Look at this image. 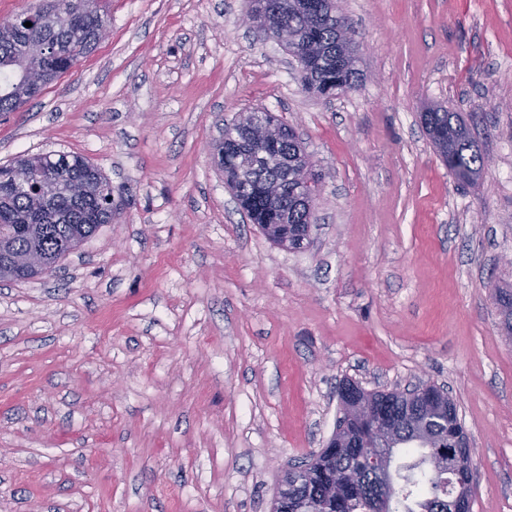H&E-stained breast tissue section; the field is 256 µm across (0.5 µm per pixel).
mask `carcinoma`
<instances>
[{
    "label": "carcinoma",
    "instance_id": "carcinoma-1",
    "mask_svg": "<svg viewBox=\"0 0 512 512\" xmlns=\"http://www.w3.org/2000/svg\"><path fill=\"white\" fill-rule=\"evenodd\" d=\"M71 0H43L34 12H24L10 27L0 28V112H15L32 99L34 80L46 85L69 71L94 44L89 39L95 19L69 14ZM288 0L284 26L300 35L297 47L316 52L319 62L301 71V83L318 91L336 87L340 82L352 88L362 73L356 67L336 66V56L345 47L336 17L327 16L308 24L297 7ZM32 26L26 27L24 23ZM433 144L448 137V147L440 157L448 171L461 183L474 185L481 178L486 158L473 140L462 115L443 105H433L421 114ZM217 165L229 171L243 165L251 167L244 180L230 186L244 207L260 216L269 204L263 187L271 177L286 181L287 188L278 199L288 211V223L312 224L316 199L298 202L293 177L307 155L294 139L283 136L280 150L270 152L259 142L246 146L247 155L224 158V144L215 145ZM42 174L53 180L56 192L43 200L33 192L9 189L22 176L36 182ZM73 184L86 193L76 198L69 193ZM112 184L86 158L77 154H42L19 158L0 166V244L6 251L23 255L40 252L54 265L69 254L67 244L82 243L102 225L112 223ZM39 215L36 229L23 232L17 225ZM380 408L394 415L397 440L402 446L392 450L389 475L391 489H384L382 473L370 463L374 436L370 428L357 420L337 418L353 434L343 448H330L317 464L301 469L298 482L288 483L282 506L287 512H440L452 496L448 471L434 467L435 449L416 446L411 441L404 418L406 400L396 395L376 393Z\"/></svg>",
    "mask_w": 512,
    "mask_h": 512
}]
</instances>
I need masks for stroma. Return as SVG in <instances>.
Segmentation results:
<instances>
[{"label": "stroma", "instance_id": "1", "mask_svg": "<svg viewBox=\"0 0 512 512\" xmlns=\"http://www.w3.org/2000/svg\"><path fill=\"white\" fill-rule=\"evenodd\" d=\"M363 78L326 100L246 0H109L108 34L0 114V165L85 157L112 221L51 274L0 282V512H272L330 438L337 388L447 390L472 512H512V0H343ZM460 112L458 184L419 119ZM320 181L311 243H272L214 161L250 111ZM421 120L448 171L461 183L476 184L485 170L486 158L460 112L433 105L421 114ZM443 136L448 137L445 151L438 149L439 138Z\"/></svg>", "mask_w": 512, "mask_h": 512}]
</instances>
